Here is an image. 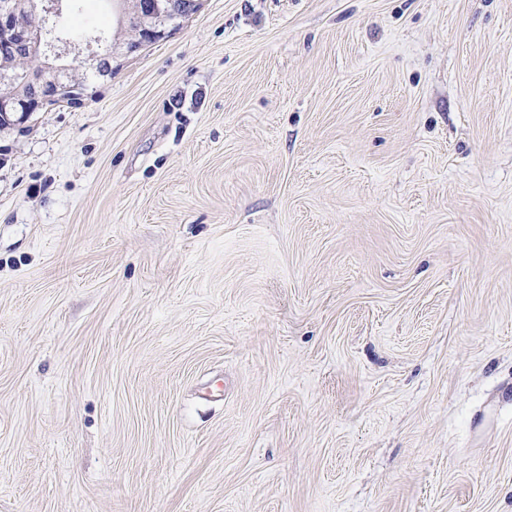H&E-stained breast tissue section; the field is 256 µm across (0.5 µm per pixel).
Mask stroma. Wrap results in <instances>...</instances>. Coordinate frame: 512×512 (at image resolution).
<instances>
[{
	"instance_id": "obj_1",
	"label": "stroma",
	"mask_w": 512,
	"mask_h": 512,
	"mask_svg": "<svg viewBox=\"0 0 512 512\" xmlns=\"http://www.w3.org/2000/svg\"><path fill=\"white\" fill-rule=\"evenodd\" d=\"M0 126V512H512V0H202Z\"/></svg>"
}]
</instances>
